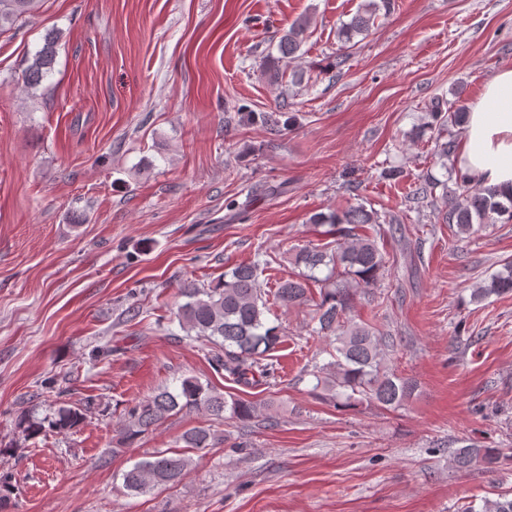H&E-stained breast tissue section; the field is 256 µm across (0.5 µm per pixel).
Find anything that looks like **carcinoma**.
Returning <instances> with one entry per match:
<instances>
[{"mask_svg": "<svg viewBox=\"0 0 512 512\" xmlns=\"http://www.w3.org/2000/svg\"><path fill=\"white\" fill-rule=\"evenodd\" d=\"M38 0H0V31L11 28L23 16L31 13ZM376 3L358 12L340 29L341 39L349 43L368 31L374 22ZM310 21L304 17L294 21L280 37L281 57L295 56L306 39ZM60 33L47 32L43 46L34 54L25 71V82L37 87L52 72L56 62ZM435 122V148L439 156L448 158L456 149L450 128L464 124L466 107L451 104L443 109L438 104L432 113ZM462 192L445 201L437 210L442 224L456 225L455 234L467 235L475 224H494L496 217H512V192L505 193L479 182L462 180ZM310 224H329L336 235V247L325 244L306 245L295 250L292 261L304 268L295 278L276 281L273 301L289 307L311 301L310 283H317L316 270L328 268L325 280L331 287L321 291L315 304V319L320 336L335 338L334 360L314 373L316 386H324L336 400L368 399L385 408H395L411 394L412 382L399 377L386 366L387 351L393 346L384 336L352 317L357 286H373L385 268L386 258L377 238L363 233L367 226L379 223L378 213L362 204L348 207L338 214L315 213ZM256 264H240L224 274L221 280L207 288L187 283L180 289L185 302L177 308L176 318L186 333H195L212 345L209 359L216 369L224 371L234 382L251 386L274 375L275 364L271 351L282 342L283 332L269 326L265 312L269 311L259 281ZM512 293V263L494 274L490 281L472 290V297L482 301L490 295ZM99 408L91 399H79L58 406L44 415L33 408L16 422V429L25 437L35 438L47 432L68 433L79 429ZM198 412L217 419L224 413L242 422L261 417L273 423L265 407L239 398L227 399L197 379L188 377L177 390L163 388L130 408L120 422L123 438L137 439L156 429L168 417L178 413ZM189 448H207L218 438L205 426L195 427L183 435ZM500 454L493 448H458L450 456L456 467L469 468L481 463L493 468ZM191 461L180 453L157 451L136 463L122 474L123 487L132 496L145 495L159 487H174L186 476ZM464 512H512L511 500H486L480 507L473 505Z\"/></svg>", "mask_w": 512, "mask_h": 512, "instance_id": "1", "label": "carcinoma"}]
</instances>
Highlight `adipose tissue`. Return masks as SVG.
<instances>
[{
	"label": "adipose tissue",
	"instance_id": "1",
	"mask_svg": "<svg viewBox=\"0 0 512 512\" xmlns=\"http://www.w3.org/2000/svg\"><path fill=\"white\" fill-rule=\"evenodd\" d=\"M458 170L484 185L512 190V68L496 73L471 104Z\"/></svg>",
	"mask_w": 512,
	"mask_h": 512
}]
</instances>
